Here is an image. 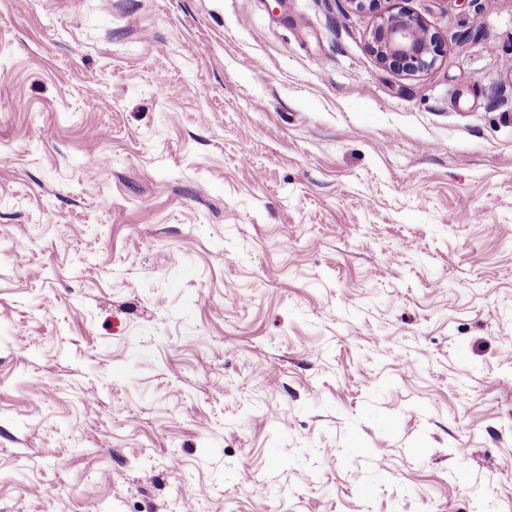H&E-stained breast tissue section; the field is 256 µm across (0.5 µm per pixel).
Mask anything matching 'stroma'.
Wrapping results in <instances>:
<instances>
[{
	"label": "stroma",
	"instance_id": "35a3bbf8",
	"mask_svg": "<svg viewBox=\"0 0 512 512\" xmlns=\"http://www.w3.org/2000/svg\"><path fill=\"white\" fill-rule=\"evenodd\" d=\"M407 6L414 76L349 0H0V512H512V0ZM392 3L382 8V2ZM407 0H349L355 10L375 15L369 48L380 62L398 73L414 76L432 68L445 44L424 19L404 4Z\"/></svg>",
	"mask_w": 512,
	"mask_h": 512
}]
</instances>
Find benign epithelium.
<instances>
[{
  "mask_svg": "<svg viewBox=\"0 0 512 512\" xmlns=\"http://www.w3.org/2000/svg\"><path fill=\"white\" fill-rule=\"evenodd\" d=\"M391 3L388 8L382 2ZM358 11L375 15L369 48L387 68L409 76L432 68L445 53L440 35L405 6L406 0H349Z\"/></svg>",
  "mask_w": 512,
  "mask_h": 512,
  "instance_id": "7a95c632",
  "label": "benign epithelium"
}]
</instances>
